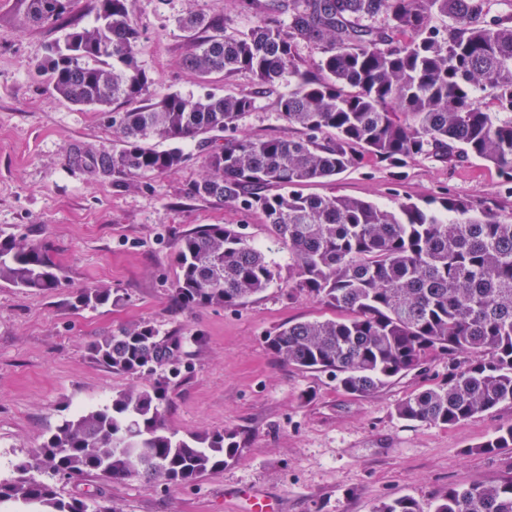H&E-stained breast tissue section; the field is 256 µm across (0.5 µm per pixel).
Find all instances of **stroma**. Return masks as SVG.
<instances>
[{
  "instance_id": "stroma-1",
  "label": "stroma",
  "mask_w": 512,
  "mask_h": 512,
  "mask_svg": "<svg viewBox=\"0 0 512 512\" xmlns=\"http://www.w3.org/2000/svg\"><path fill=\"white\" fill-rule=\"evenodd\" d=\"M264 3L134 0L139 60L152 78L143 102L172 93L246 94L255 106L239 117L238 131L254 139L301 137L279 112L292 77L268 87L245 72L205 81L185 65L194 40L177 17L201 13L235 34L265 18ZM63 32L57 24L28 25L20 0H0V230L46 244L63 279L61 288L40 292L0 283V480L12 478L63 417L153 383L152 375L115 373L90 355L97 337L136 323L187 339L169 390V426L182 435L236 432L241 451L223 470L178 489L138 478L104 487L84 477L58 483L63 496L98 493L114 512H246L242 492L249 489L278 500L279 512H374L397 497L425 505L458 482L486 485L512 475V450L480 449L498 426L512 423V402L454 426L397 415L400 402L447 378V356L429 354L420 369L363 397L338 388L329 373L288 365L269 351L267 336L283 324L335 314L283 288L287 249L271 246L280 277L245 305H176L179 237L200 224H234L271 245L267 228L259 215L190 194L202 174L195 141L171 172L120 180L102 174L96 159L119 143L107 114L71 104L31 71ZM302 191L388 209L447 193L512 222V194L501 176L473 159L422 156L394 168L366 155ZM102 286L120 289L121 304L75 308L78 291Z\"/></svg>"
}]
</instances>
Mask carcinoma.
Instances as JSON below:
<instances>
[{"label": "carcinoma", "mask_w": 512, "mask_h": 512, "mask_svg": "<svg viewBox=\"0 0 512 512\" xmlns=\"http://www.w3.org/2000/svg\"><path fill=\"white\" fill-rule=\"evenodd\" d=\"M26 21L56 23L73 0H24ZM133 0H92L94 21L73 27L36 64L52 89L75 105L134 102L149 77L138 59ZM487 0H270L289 23L260 20L228 34L224 23L188 13L179 28L198 35L185 59L200 77L245 71L262 86L288 72L295 86L280 114L304 130L298 139L224 137L250 111L247 95L169 94L114 112L120 147L99 159L120 179L152 176L185 161L180 144L203 137L204 174L191 193L258 213L272 241L288 248V294L303 293L339 316L284 325L266 338L280 360L334 376L347 393L370 395L418 369L427 355H448V380L397 406L407 421L455 425L512 402V223L476 214L443 196L395 210L347 196L305 195L298 187L334 177L361 152L399 166L419 155L474 157L496 166L512 193V18L487 19ZM382 15L386 24L350 18ZM450 20L441 30L434 19ZM321 50L320 71L301 69L300 42ZM483 92L480 98L477 93ZM330 133L325 139L322 134ZM152 138L173 147L158 150ZM275 187L276 194L265 193ZM173 295L186 308L236 307L276 277L267 248L235 225L199 224L176 242ZM0 283L32 291L61 285L46 247L24 234L0 233ZM123 301L120 289L91 288L78 306ZM152 324L99 337L90 354L113 371L156 375L147 388L86 408L58 425L0 480V507L13 512H114L63 497L57 479L92 475L105 483L143 478L167 487L192 484L224 468L240 451L236 434L215 430L180 437L166 423L170 378L186 341ZM480 448L512 449V423ZM375 512H424L403 496ZM433 512H512V478L460 482L435 496Z\"/></svg>", "instance_id": "cac0c4a2"}]
</instances>
